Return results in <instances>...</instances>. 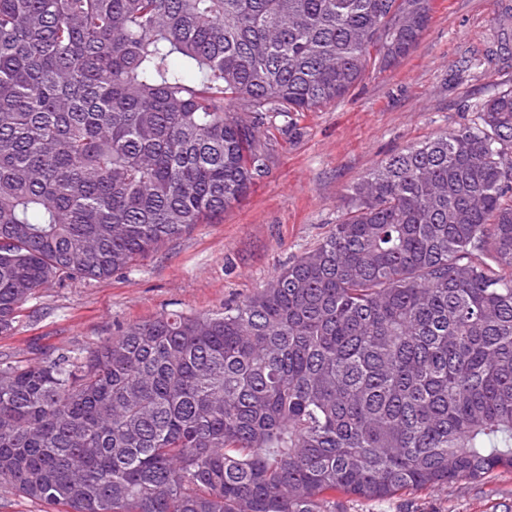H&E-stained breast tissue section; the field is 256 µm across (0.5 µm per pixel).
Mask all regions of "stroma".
Masks as SVG:
<instances>
[{
    "mask_svg": "<svg viewBox=\"0 0 512 512\" xmlns=\"http://www.w3.org/2000/svg\"><path fill=\"white\" fill-rule=\"evenodd\" d=\"M496 47L494 64L466 68ZM511 87L512 0H432L426 31L397 65L366 73L343 99L314 111L268 113L269 170L241 204L111 277L39 289L0 334V361L84 354L118 328L171 311L215 313L251 297L331 232L374 166L473 123L474 104ZM339 501L344 512H512V472L387 501Z\"/></svg>",
    "mask_w": 512,
    "mask_h": 512,
    "instance_id": "1",
    "label": "stroma"
}]
</instances>
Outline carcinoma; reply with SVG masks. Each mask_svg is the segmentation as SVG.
<instances>
[{
    "label": "carcinoma",
    "instance_id": "cac0c4a2",
    "mask_svg": "<svg viewBox=\"0 0 512 512\" xmlns=\"http://www.w3.org/2000/svg\"><path fill=\"white\" fill-rule=\"evenodd\" d=\"M431 0H0V334L267 173L263 115L397 64ZM394 153L247 300L0 362V486L70 512H336L512 471V89Z\"/></svg>",
    "mask_w": 512,
    "mask_h": 512
}]
</instances>
